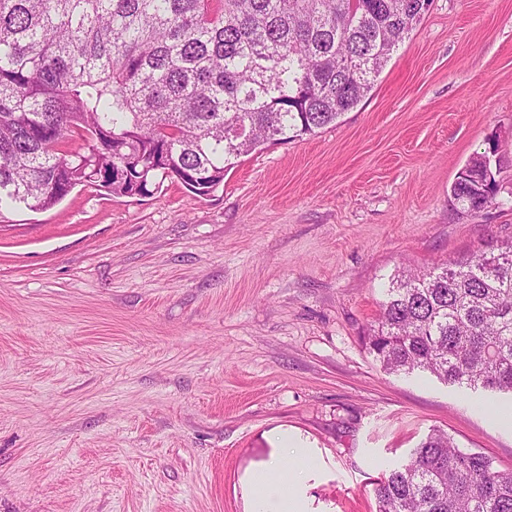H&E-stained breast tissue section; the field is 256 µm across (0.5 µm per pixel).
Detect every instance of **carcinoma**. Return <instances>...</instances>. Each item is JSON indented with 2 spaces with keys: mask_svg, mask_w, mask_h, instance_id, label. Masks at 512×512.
Wrapping results in <instances>:
<instances>
[{
  "mask_svg": "<svg viewBox=\"0 0 512 512\" xmlns=\"http://www.w3.org/2000/svg\"><path fill=\"white\" fill-rule=\"evenodd\" d=\"M429 0H0V206L94 181L211 195L239 159L355 108ZM451 196L497 194L481 154ZM363 344L384 372L512 394V240L400 267ZM377 512H512V473L433 429L374 488Z\"/></svg>",
  "mask_w": 512,
  "mask_h": 512,
  "instance_id": "obj_1",
  "label": "carcinoma"
}]
</instances>
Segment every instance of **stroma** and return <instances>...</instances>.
<instances>
[{
    "mask_svg": "<svg viewBox=\"0 0 512 512\" xmlns=\"http://www.w3.org/2000/svg\"><path fill=\"white\" fill-rule=\"evenodd\" d=\"M489 152L499 192L464 212ZM512 238V0H434L336 122L210 196L78 185L0 210V512H250L311 451L303 512H375L431 429L512 472V396L383 372L361 336L403 264ZM450 192L466 212L480 210L490 204L497 194V181L490 167L489 156L481 154L472 157L458 172ZM252 512H302L298 509L288 469L278 462L267 466L260 474L249 478ZM274 491L275 499L270 493Z\"/></svg>",
    "mask_w": 512,
    "mask_h": 512,
    "instance_id": "35a3bbf8",
    "label": "stroma"
}]
</instances>
